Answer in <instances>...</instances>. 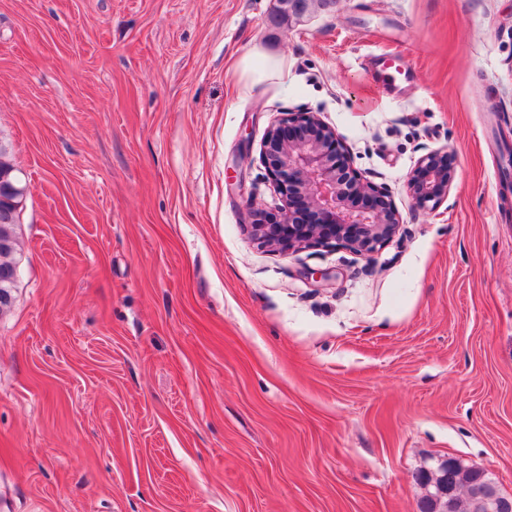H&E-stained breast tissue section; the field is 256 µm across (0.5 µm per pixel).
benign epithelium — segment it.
Here are the masks:
<instances>
[{"label": "benign epithelium", "instance_id": "obj_1", "mask_svg": "<svg viewBox=\"0 0 512 512\" xmlns=\"http://www.w3.org/2000/svg\"><path fill=\"white\" fill-rule=\"evenodd\" d=\"M266 175L282 204L258 211L252 235L273 251L339 246L369 254L391 242L403 219L382 189L360 178L336 130L318 113H282L266 130L262 150ZM454 157L423 155L407 187L414 205L428 209L447 199ZM481 512H512V500L487 488L473 492Z\"/></svg>", "mask_w": 512, "mask_h": 512}]
</instances>
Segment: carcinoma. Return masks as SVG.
Instances as JSON below:
<instances>
[{
	"label": "carcinoma",
	"instance_id": "carcinoma-1",
	"mask_svg": "<svg viewBox=\"0 0 512 512\" xmlns=\"http://www.w3.org/2000/svg\"><path fill=\"white\" fill-rule=\"evenodd\" d=\"M9 146L0 140V309L10 305L12 288L18 277L13 258L16 245L15 226L18 210L26 194V187L14 174L13 166L6 160ZM489 476L475 467L460 465L455 471L419 470L416 482L424 489L418 501L419 512H475L472 507L471 488ZM456 488L453 497H441L439 492L448 485Z\"/></svg>",
	"mask_w": 512,
	"mask_h": 512
}]
</instances>
